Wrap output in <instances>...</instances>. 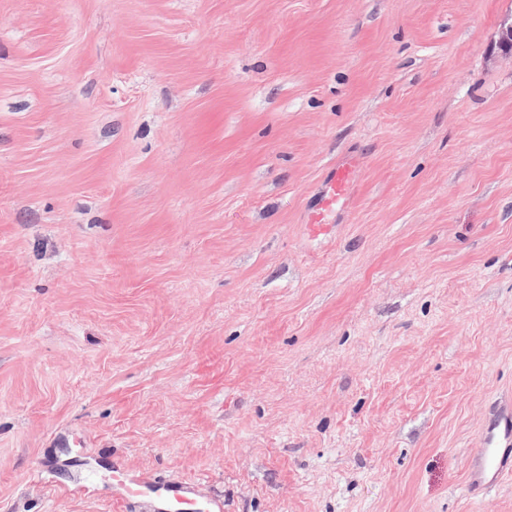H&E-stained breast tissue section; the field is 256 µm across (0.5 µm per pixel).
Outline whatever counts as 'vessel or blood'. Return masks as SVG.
Instances as JSON below:
<instances>
[{
  "mask_svg": "<svg viewBox=\"0 0 512 512\" xmlns=\"http://www.w3.org/2000/svg\"><path fill=\"white\" fill-rule=\"evenodd\" d=\"M359 168V161L350 158L329 172L325 186L307 217L310 234H326L331 222L349 209ZM509 472H512V417L494 423L486 431L479 448L472 451L468 488L474 495L487 493Z\"/></svg>",
  "mask_w": 512,
  "mask_h": 512,
  "instance_id": "1",
  "label": "vessel or blood"
}]
</instances>
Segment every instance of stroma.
<instances>
[{"instance_id":"stroma-1","label":"stroma","mask_w":512,"mask_h":512,"mask_svg":"<svg viewBox=\"0 0 512 512\" xmlns=\"http://www.w3.org/2000/svg\"><path fill=\"white\" fill-rule=\"evenodd\" d=\"M511 15L0 0V512H512ZM359 168V161L350 158L329 172L324 189L307 217L310 234H326L331 222L349 209L354 197ZM490 428L480 448H474L470 455L468 488L472 495L487 493L512 471V416L507 414Z\"/></svg>"}]
</instances>
